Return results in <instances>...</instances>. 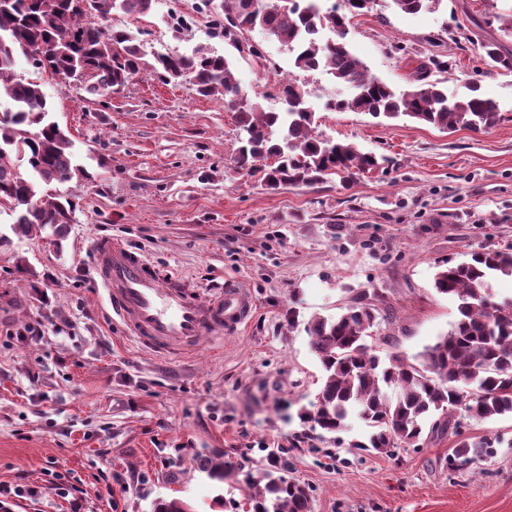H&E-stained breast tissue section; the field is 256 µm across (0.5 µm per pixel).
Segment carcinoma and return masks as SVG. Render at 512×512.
Listing matches in <instances>:
<instances>
[{
	"instance_id": "1",
	"label": "carcinoma",
	"mask_w": 512,
	"mask_h": 512,
	"mask_svg": "<svg viewBox=\"0 0 512 512\" xmlns=\"http://www.w3.org/2000/svg\"><path fill=\"white\" fill-rule=\"evenodd\" d=\"M152 2L0 0V100L13 105L0 113V213L13 217V233L31 236L50 230L64 237L74 222L76 203L56 185L93 181L77 161L72 141L50 119L47 95L40 84L16 71V59L23 56L35 69L67 84H82L89 93L118 90L141 72L144 52L127 32L104 27L95 17L119 9L138 20L149 14ZM435 2L393 0L396 9L412 14ZM214 26L239 53L261 58V44L242 41L244 34L258 29L292 54L296 69L322 70L348 87V95L328 99L330 111L406 116L446 131H479L499 120L493 100L479 95L450 99L445 89L429 81L430 68H448L436 56L420 66L410 89L396 93L352 53L347 16L334 9L321 12L310 0H288L285 6L224 0V13ZM318 30H330L335 38L311 39ZM482 48L490 67L512 70V54L490 44ZM151 68L161 81H185L196 94L219 100L235 113L241 143L236 168L262 173L270 189L318 184L331 175L346 181L389 164L384 155L323 137L295 79L279 83L282 109L267 112L250 98L240 102L241 88L229 60L207 47L190 54H161ZM268 159L273 163H266ZM497 276L512 277V245L473 251L465 261L437 263L433 286L457 299L459 316L415 362L399 353L383 359L367 343L378 309L365 296L338 316L310 322L307 333L323 379L316 401L299 415L302 423L334 433L356 416L371 429L362 448L392 456L417 445L429 420L432 431L448 429L457 435L456 410L479 420L512 415V300H494L491 280ZM438 414L448 419L434 420ZM503 443L501 434L458 439L448 455V471L471 467ZM194 468L215 486L234 473L241 475L248 488V512H308L309 488L273 469H236L221 451L197 456ZM154 512L195 510L179 498H162Z\"/></svg>"
}]
</instances>
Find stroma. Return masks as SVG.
I'll return each instance as SVG.
<instances>
[{
  "mask_svg": "<svg viewBox=\"0 0 512 512\" xmlns=\"http://www.w3.org/2000/svg\"><path fill=\"white\" fill-rule=\"evenodd\" d=\"M199 2L154 0L139 21L113 12L112 27L149 57L200 45L225 54L267 111L280 107L278 81L297 79L324 137L391 163L346 185L332 176L271 190L235 168L234 114L188 84L146 71L101 97L25 67L94 179L61 185L78 203L61 241L10 233L0 215V482L40 486L51 469L82 482L85 512H152L161 498L224 512L244 484L213 486L193 465L221 450L308 486L310 512H512V447L452 473L450 434L389 457L363 450L358 418L333 434L299 419L323 376L309 322L366 295L393 313L373 328L376 353L415 357L458 315L433 286L437 261L512 244V71L487 72L482 49L512 53V0H439L416 14L374 0L350 21L352 52L393 88L436 54L448 69L430 78L449 95L475 86L494 100L500 118L483 132L328 111V75L296 70L257 31L262 58L238 53L212 36ZM467 29L477 43L456 40ZM113 235L200 292L235 280L255 301L249 323L170 357L117 333L90 270L94 239ZM102 470L111 487L95 482Z\"/></svg>",
  "mask_w": 512,
  "mask_h": 512,
  "instance_id": "stroma-1",
  "label": "stroma"
}]
</instances>
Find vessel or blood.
<instances>
[{
  "instance_id": "vessel-or-blood-1",
  "label": "vessel or blood",
  "mask_w": 512,
  "mask_h": 512,
  "mask_svg": "<svg viewBox=\"0 0 512 512\" xmlns=\"http://www.w3.org/2000/svg\"><path fill=\"white\" fill-rule=\"evenodd\" d=\"M92 251L96 285L122 332L156 354L193 353L213 332H238L251 314L252 298L238 284H225L205 299L182 276L157 272L144 254L120 240L97 238Z\"/></svg>"
}]
</instances>
